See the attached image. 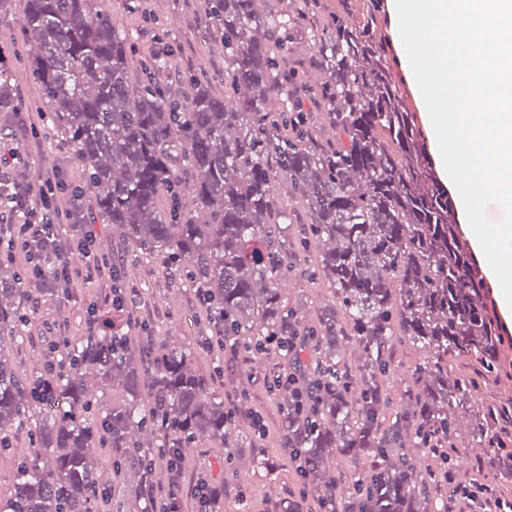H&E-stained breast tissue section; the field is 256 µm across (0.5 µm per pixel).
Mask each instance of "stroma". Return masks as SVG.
Returning a JSON list of instances; mask_svg holds the SVG:
<instances>
[{"mask_svg": "<svg viewBox=\"0 0 512 512\" xmlns=\"http://www.w3.org/2000/svg\"><path fill=\"white\" fill-rule=\"evenodd\" d=\"M9 3V20L0 23V55L17 85L19 109L0 117V147L14 149L19 159L0 164V182L17 183L36 193L52 180L59 184L54 201L61 211L81 205L85 223L94 230V252L121 266V288L138 291L141 296L144 324L124 326L134 348L148 341L157 348L177 343L193 352L196 370L211 387L227 396L242 390L247 393L228 447L219 450L205 440L185 449L180 473L185 503L195 507L200 486L210 484L224 489L213 512H280L286 503L310 505L312 499L303 478L280 453L285 437L284 400L267 389L269 369L290 367V358L270 352L234 360L222 349L206 348L203 341L209 330L205 310L189 279L169 276L156 258L132 246L122 227L104 223L81 163L61 131L47 121L48 108L31 78L29 60L37 44L20 25L25 0ZM95 6L111 14L125 33L132 47V75H139L142 62L159 53L167 59L159 78L172 96H179L194 76L209 82L216 92H223L224 44L213 31L207 0H139L138 9L131 13L125 10L124 0H96ZM380 25L399 62L394 69L399 88L420 123H427L425 102L407 76L406 53L388 12H381ZM316 256L313 250L299 253L298 265L281 291L282 300L310 326L316 325L320 313L335 302V290L328 280L308 274ZM112 286L105 276L78 280L67 291L47 279H30L29 324L23 343L14 346L11 356L18 374L29 377L45 369L54 355L51 344L58 337L78 340L88 335L92 320L112 308ZM429 358L428 348L395 344L392 368L381 380L391 410L399 409L401 394L412 383L415 368ZM254 412L261 415L264 432L253 428L249 416ZM454 418L465 445L451 468L453 475L494 486L501 498L512 502V479L502 480L488 467L492 451L475 439L470 413L459 409ZM95 464L106 477L109 499L121 503L124 512H140L136 475L130 471L114 475L112 453L106 448L98 449Z\"/></svg>", "mask_w": 512, "mask_h": 512, "instance_id": "35a3bbf8", "label": "stroma"}]
</instances>
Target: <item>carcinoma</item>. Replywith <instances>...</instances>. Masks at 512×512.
Segmentation results:
<instances>
[{
  "instance_id": "cac0c4a2",
  "label": "carcinoma",
  "mask_w": 512,
  "mask_h": 512,
  "mask_svg": "<svg viewBox=\"0 0 512 512\" xmlns=\"http://www.w3.org/2000/svg\"><path fill=\"white\" fill-rule=\"evenodd\" d=\"M261 2L210 0L224 42V96L192 79L184 103L157 79L163 56L130 75L127 37L94 0H26L21 28L38 41L32 74L50 122L84 167L102 219L123 226L127 240L155 255L170 276L189 269L224 335L258 344L289 337L314 353L298 362L305 384L318 389L313 413H297L288 389L278 393L288 399V447L299 451L316 500L340 512H422L420 497L441 491L461 454L448 408L471 406L497 373L502 325L417 113L392 78L397 58L376 29L381 0H363L359 13L351 0H339L334 11L320 0H298L277 14ZM299 36L315 47L309 67L323 74L316 85L288 64ZM273 96L285 102L278 112L267 108ZM307 100L328 136L314 134ZM17 110L0 57V112ZM280 179L309 214L300 250L323 247L319 267L336 290L334 307L316 326L280 296L278 281L297 266L275 237L291 222L288 206L274 201ZM164 195L170 204L163 212ZM26 279L18 271L0 275V445L24 430L30 444L0 512H101L99 447L112 449L116 474H137L142 512H155V453L204 439L226 446L232 420L224 399L197 374L191 352L164 346L137 354L108 319L81 341L59 338L55 347L64 348L68 368L21 380L10 355L29 320ZM346 339L362 350L354 373L336 360ZM396 341L434 355L416 368L401 409L390 415L380 378ZM450 353L475 361L472 373L448 377ZM90 374L128 398L92 402ZM147 384L152 401L144 405ZM94 405L102 411L98 426L88 420ZM504 415L492 404L472 411L478 443L501 444ZM143 432L155 444L131 450ZM410 446L428 449L443 470L417 478ZM336 448L373 459L340 502L332 497L336 479H324ZM489 464L512 478L511 451Z\"/></svg>"
}]
</instances>
